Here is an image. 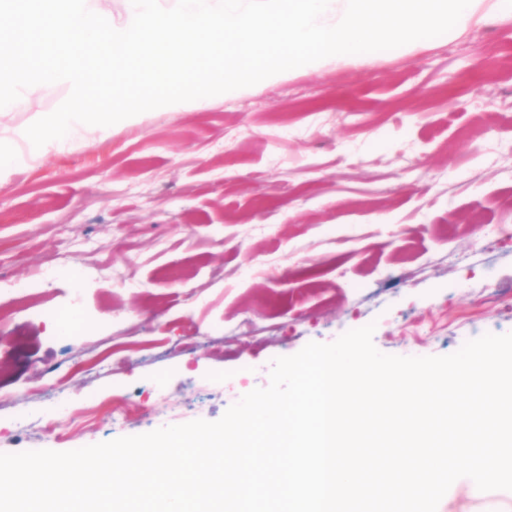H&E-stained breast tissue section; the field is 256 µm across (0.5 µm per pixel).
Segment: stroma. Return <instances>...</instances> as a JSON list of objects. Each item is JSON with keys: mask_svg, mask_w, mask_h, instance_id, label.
I'll list each match as a JSON object with an SVG mask.
<instances>
[{"mask_svg": "<svg viewBox=\"0 0 512 512\" xmlns=\"http://www.w3.org/2000/svg\"><path fill=\"white\" fill-rule=\"evenodd\" d=\"M0 282V453L218 420L275 358L369 324L398 356L512 332V17L19 166ZM437 512L512 493L458 484Z\"/></svg>", "mask_w": 512, "mask_h": 512, "instance_id": "obj_1", "label": "stroma"}]
</instances>
